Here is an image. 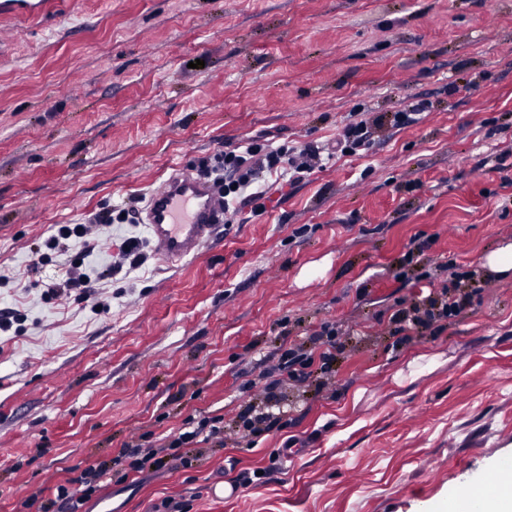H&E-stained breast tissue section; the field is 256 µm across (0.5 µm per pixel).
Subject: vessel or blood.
Returning <instances> with one entry per match:
<instances>
[{"label": "vessel or blood", "instance_id": "1", "mask_svg": "<svg viewBox=\"0 0 512 512\" xmlns=\"http://www.w3.org/2000/svg\"><path fill=\"white\" fill-rule=\"evenodd\" d=\"M52 8L51 0H0V15L6 17L40 18ZM145 221L154 255L174 266L216 239L224 222V203L209 183L179 168L151 190Z\"/></svg>", "mask_w": 512, "mask_h": 512}]
</instances>
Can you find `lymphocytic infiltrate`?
Listing matches in <instances>:
<instances>
[{
    "mask_svg": "<svg viewBox=\"0 0 512 512\" xmlns=\"http://www.w3.org/2000/svg\"><path fill=\"white\" fill-rule=\"evenodd\" d=\"M322 162L320 149L312 145L284 143L276 146L255 137L243 144L225 147L224 151L202 161L198 173L223 198L224 222L229 225L237 214V204L250 206L258 215L264 212L265 192L261 181L265 174L280 173L299 181L321 167ZM138 212L139 201L134 198L96 215L91 223L56 226L54 233L32 249L27 267L28 273L34 274L52 262L54 256L70 255L71 260L60 275L43 281V299L49 302L72 297L83 301L92 299L97 306H105L102 284L123 271L141 269L147 261L143 243L128 238L120 259L105 261L91 271L87 270L85 260L93 255L100 236L110 233L113 225L135 223ZM471 299V293L457 287H445L437 294L417 296L409 306L398 308L391 314L392 333L405 341L414 334L436 335L445 329L449 320L470 306ZM342 348L335 325L321 323L310 345L282 342L276 365L263 375L264 400L247 407L233 432H225L223 416L190 417L176 432L166 435L163 445L128 442L121 455L129 459L131 469L140 473L152 467H166L169 451L179 448L199 453L206 445L226 442L237 448L255 447L257 438L283 427L282 387L314 377L318 380V388H326L331 380L332 364ZM112 470L113 466L108 462L83 469L74 477L72 485H58L53 498L41 501L38 512H83L84 505L98 491L100 483L111 479Z\"/></svg>",
    "mask_w": 512,
    "mask_h": 512,
    "instance_id": "f902f5d3",
    "label": "lymphocytic infiltrate"
}]
</instances>
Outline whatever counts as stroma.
<instances>
[{"label": "stroma", "mask_w": 512, "mask_h": 512, "mask_svg": "<svg viewBox=\"0 0 512 512\" xmlns=\"http://www.w3.org/2000/svg\"><path fill=\"white\" fill-rule=\"evenodd\" d=\"M413 101L426 112L398 122ZM357 107L384 126L365 154L332 155ZM261 135L330 159L269 176L264 213L242 209L186 262L115 279L109 308L0 288L27 316L0 331V512L186 418L234 427L280 336L325 321L344 344L334 385L286 387L283 430L130 473L87 512H434L512 462V273L485 266L512 244V0H60L51 20L0 17V274L26 277L54 225ZM467 270L473 305L396 343L391 308L420 276L439 289Z\"/></svg>", "instance_id": "stroma-1"}]
</instances>
